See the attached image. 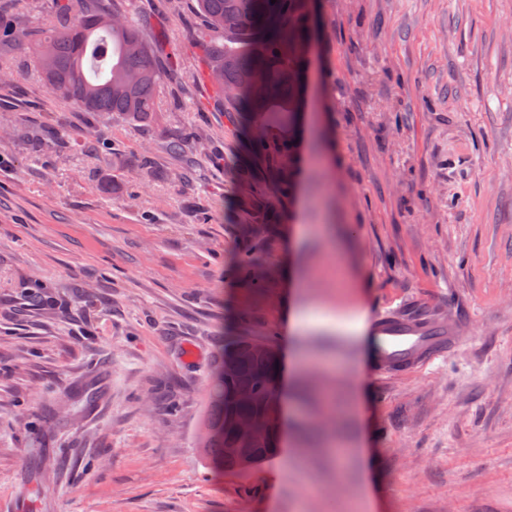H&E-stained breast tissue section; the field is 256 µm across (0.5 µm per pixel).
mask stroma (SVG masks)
<instances>
[{"label":"stroma","mask_w":512,"mask_h":512,"mask_svg":"<svg viewBox=\"0 0 512 512\" xmlns=\"http://www.w3.org/2000/svg\"><path fill=\"white\" fill-rule=\"evenodd\" d=\"M127 9L176 56L149 123H93L22 50L0 85V503L512 512V0H320L294 191L257 216L239 177L269 196L264 163L196 76V0ZM50 129L59 140L34 149ZM256 219L262 245L243 232ZM258 245L268 280L253 290L233 264ZM404 304L465 339L374 375L350 313ZM298 305L315 319L288 326ZM228 336L271 342L280 364V452L245 474L207 469L195 444ZM87 387L98 405L77 400Z\"/></svg>","instance_id":"35a3bbf8"}]
</instances>
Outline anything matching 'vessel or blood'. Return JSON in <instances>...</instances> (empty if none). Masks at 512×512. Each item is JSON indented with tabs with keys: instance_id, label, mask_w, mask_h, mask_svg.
Segmentation results:
<instances>
[{
	"instance_id": "vessel-or-blood-1",
	"label": "vessel or blood",
	"mask_w": 512,
	"mask_h": 512,
	"mask_svg": "<svg viewBox=\"0 0 512 512\" xmlns=\"http://www.w3.org/2000/svg\"><path fill=\"white\" fill-rule=\"evenodd\" d=\"M381 360L377 374L414 371L444 358L460 339L458 328L440 319L388 314L376 318Z\"/></svg>"
}]
</instances>
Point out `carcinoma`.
<instances>
[{
    "instance_id": "obj_1",
    "label": "carcinoma",
    "mask_w": 512,
    "mask_h": 512,
    "mask_svg": "<svg viewBox=\"0 0 512 512\" xmlns=\"http://www.w3.org/2000/svg\"><path fill=\"white\" fill-rule=\"evenodd\" d=\"M25 0H0V60L14 47L26 49L30 63L49 91L96 120L117 115L130 122L148 121L156 106V91L166 70L159 58L166 41L149 42L133 23L121 0H49L52 24L24 25ZM208 35L197 40L203 77L215 91L214 106L225 112L251 113L260 127H293L300 112V88L293 73L304 60L288 53V45L309 40L313 10L307 0H197ZM293 160V135L288 152L274 168L287 186L285 164ZM249 288L265 287L261 255L252 252L235 266ZM253 341L227 340L209 381L204 411L198 423L196 447L208 468L239 473L246 458L256 467L276 456L275 433L240 448L233 422L260 414L258 405L244 404L237 394L270 392L277 373L274 351L253 353Z\"/></svg>"
}]
</instances>
